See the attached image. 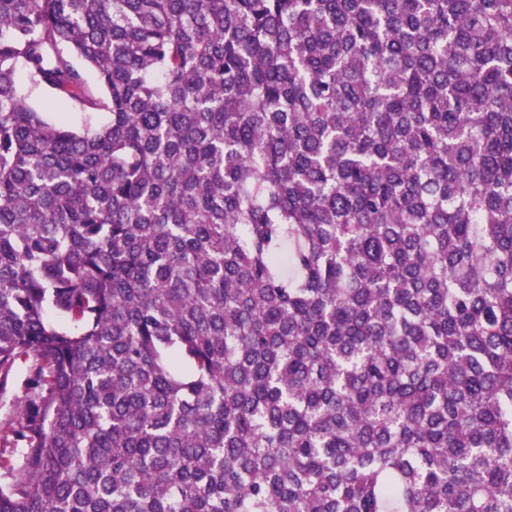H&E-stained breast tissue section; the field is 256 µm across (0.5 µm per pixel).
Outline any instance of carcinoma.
Here are the masks:
<instances>
[{
	"label": "carcinoma",
	"instance_id": "carcinoma-1",
	"mask_svg": "<svg viewBox=\"0 0 512 512\" xmlns=\"http://www.w3.org/2000/svg\"><path fill=\"white\" fill-rule=\"evenodd\" d=\"M31 355L0 512H512V0H0ZM33 100L37 106H39L45 112H66L65 118L67 121L76 126H81L83 122V115L81 111L72 106L69 103H60L50 95H39L33 97Z\"/></svg>",
	"mask_w": 512,
	"mask_h": 512
}]
</instances>
